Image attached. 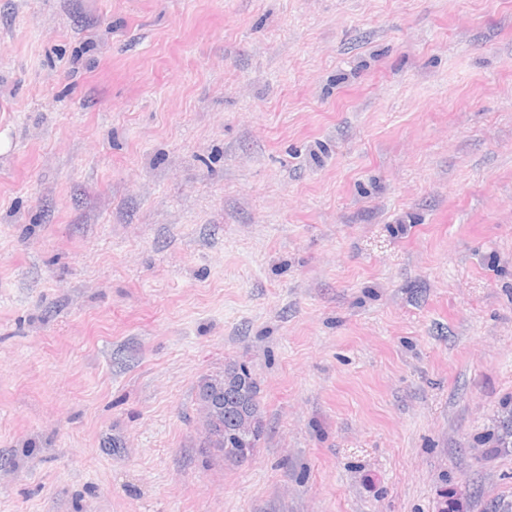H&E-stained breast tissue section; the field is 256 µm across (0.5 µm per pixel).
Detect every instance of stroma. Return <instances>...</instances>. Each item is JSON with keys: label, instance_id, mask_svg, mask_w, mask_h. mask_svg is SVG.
Here are the masks:
<instances>
[{"label": "stroma", "instance_id": "obj_1", "mask_svg": "<svg viewBox=\"0 0 512 512\" xmlns=\"http://www.w3.org/2000/svg\"><path fill=\"white\" fill-rule=\"evenodd\" d=\"M508 408L512 0H0V512H512ZM259 393L256 379L243 364H228L224 367V375L210 376L201 382L199 399L211 397L215 400L223 424V429L207 432L206 448H224L222 454L238 462L250 457L265 431ZM244 418L259 424L257 434L247 436L239 430ZM488 443L492 444L493 448H511L512 447V410H509L503 416L500 424L497 426L493 433L486 436Z\"/></svg>", "mask_w": 512, "mask_h": 512}]
</instances>
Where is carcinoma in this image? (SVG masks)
<instances>
[{"instance_id":"obj_1","label":"carcinoma","mask_w":512,"mask_h":512,"mask_svg":"<svg viewBox=\"0 0 512 512\" xmlns=\"http://www.w3.org/2000/svg\"><path fill=\"white\" fill-rule=\"evenodd\" d=\"M259 393L256 379L243 364H228L224 367V374L205 378L199 386V399L211 397L215 400L219 420L223 424V428L207 433L205 447L222 448L224 456L238 462L246 461L265 431ZM245 418L259 424L257 434L247 436L239 430ZM486 440L494 448L512 447V410L503 416Z\"/></svg>"}]
</instances>
